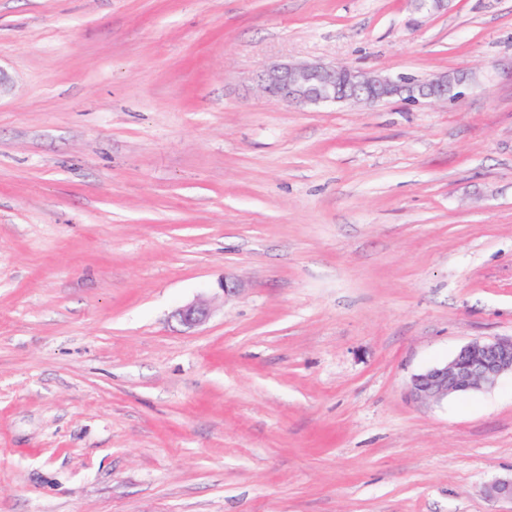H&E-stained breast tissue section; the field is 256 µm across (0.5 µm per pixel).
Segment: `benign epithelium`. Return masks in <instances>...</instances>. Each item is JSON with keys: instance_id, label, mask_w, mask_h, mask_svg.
<instances>
[{"instance_id": "7a95c632", "label": "benign epithelium", "mask_w": 512, "mask_h": 512, "mask_svg": "<svg viewBox=\"0 0 512 512\" xmlns=\"http://www.w3.org/2000/svg\"><path fill=\"white\" fill-rule=\"evenodd\" d=\"M473 76L464 71L435 75L424 81L408 76L363 75L346 67L316 62L279 61L257 75L258 88L266 95L297 107L349 102L377 104L399 97L409 102L454 101ZM211 315L205 301H194L175 310L173 318L184 328L203 325ZM512 375V336L474 340L450 360L412 375L409 395L420 403H438L450 395L480 391ZM493 500L512 502V476L498 478L486 487Z\"/></svg>"}]
</instances>
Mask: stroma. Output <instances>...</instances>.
I'll use <instances>...</instances> for the list:
<instances>
[{"mask_svg":"<svg viewBox=\"0 0 512 512\" xmlns=\"http://www.w3.org/2000/svg\"><path fill=\"white\" fill-rule=\"evenodd\" d=\"M0 73V512H512V377L407 391L512 336V0H0ZM472 82V74L464 71L418 81L403 75H363L336 65L290 61L270 63L256 75L264 94L297 107L336 102L371 105L394 97L413 103L448 102L458 99L460 89ZM211 315L206 301H194L175 310L173 318L184 328L194 329L203 325ZM512 375V336L474 340L449 361L413 374L409 395L420 403H438L450 395L480 391Z\"/></svg>","mask_w":512,"mask_h":512,"instance_id":"35a3bbf8","label":"stroma"}]
</instances>
